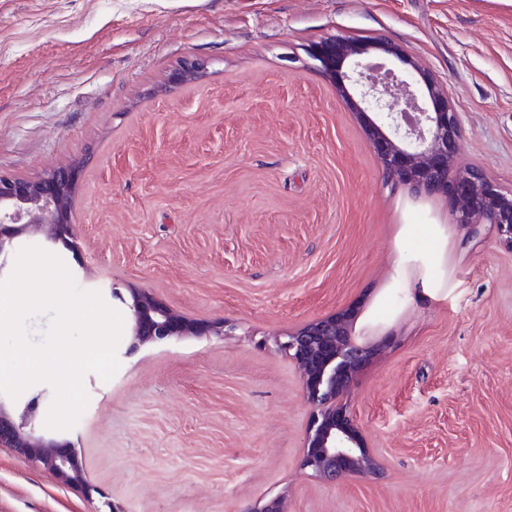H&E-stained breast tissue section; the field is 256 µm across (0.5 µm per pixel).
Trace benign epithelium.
Here are the masks:
<instances>
[{
	"label": "benign epithelium",
	"mask_w": 512,
	"mask_h": 512,
	"mask_svg": "<svg viewBox=\"0 0 512 512\" xmlns=\"http://www.w3.org/2000/svg\"><path fill=\"white\" fill-rule=\"evenodd\" d=\"M373 54L393 57L411 71L399 75L383 61H370ZM312 56L363 119L386 182L406 186L416 197L449 192L452 223L468 228L474 236L489 226L512 250V189L462 161L459 113L429 70L409 60L401 45L382 36L328 37L316 44ZM206 66L201 58H187L175 78L191 80ZM372 113L377 119L370 117ZM76 179L72 168L37 180L0 174V275L8 268L15 239L31 230L44 232L53 245L73 244ZM112 298L127 307L132 320L127 356L174 337L227 334L224 322L190 321L145 290H134L127 299L114 288ZM275 345L297 366L313 408L303 468L327 482L349 472L371 471L374 463L342 404L353 373L370 354V347L353 336L350 320L343 315L316 319L277 338ZM44 396L41 391L10 411L0 401V446L28 458L60 483L80 484L82 470L74 444L63 434L48 438L36 427Z\"/></svg>",
	"instance_id": "benign-epithelium-1"
}]
</instances>
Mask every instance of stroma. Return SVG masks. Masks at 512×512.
<instances>
[{"instance_id":"35a3bbf8","label":"stroma","mask_w":512,"mask_h":512,"mask_svg":"<svg viewBox=\"0 0 512 512\" xmlns=\"http://www.w3.org/2000/svg\"><path fill=\"white\" fill-rule=\"evenodd\" d=\"M334 35L401 44L512 189V0H0V173L79 171L52 253L82 289L233 327L84 375L69 434L124 512H512V250L385 182L311 56ZM342 312L372 345L343 401L378 469L328 483L274 340ZM98 505L0 447V512Z\"/></svg>"}]
</instances>
